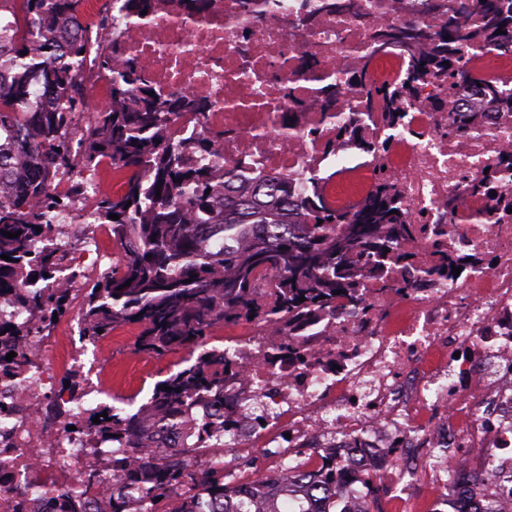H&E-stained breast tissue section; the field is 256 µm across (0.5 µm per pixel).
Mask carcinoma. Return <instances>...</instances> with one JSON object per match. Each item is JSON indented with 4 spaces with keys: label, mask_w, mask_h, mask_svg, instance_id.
I'll return each instance as SVG.
<instances>
[{
    "label": "carcinoma",
    "mask_w": 512,
    "mask_h": 512,
    "mask_svg": "<svg viewBox=\"0 0 512 512\" xmlns=\"http://www.w3.org/2000/svg\"><path fill=\"white\" fill-rule=\"evenodd\" d=\"M22 2L32 26L17 27L16 41L0 47V299L29 318L0 321V332L12 337L10 348H0V368L19 365L20 356L8 361L6 355L18 352L28 337L50 332L53 317L71 312V289L54 284L62 251L53 238L74 200L52 192L57 178L111 159L123 173L122 189L99 198L95 220L109 228L123 255L118 266L83 289L81 336L94 342L135 323L140 328L135 352L157 358L187 352L184 366L157 381L136 412L112 406L108 417L85 423L88 431L116 442L112 453L133 456L151 447V415L218 400L233 365L224 349L211 344L214 328L242 321L284 327L297 312L332 307L334 292L352 288L346 277L351 253L361 248L385 254L407 234L408 219L385 185L353 215L311 199L290 213L284 181L236 188L231 176L217 185L204 162L216 153L214 142L199 138L187 147L169 134V123L180 112L195 110L192 98L150 96L136 62L112 66V44L98 55L112 106L96 112L95 122L81 132L79 150L72 149L62 131L75 113L91 108L83 77L87 46L76 32L60 30L82 24V0ZM461 13L476 17L477 24L449 15L432 55L415 63L410 78L440 70L448 73L450 88L464 91L476 78L462 65L455 44L491 40L512 47V7L502 0H468ZM35 67L53 93L50 106L28 80ZM407 90L406 85L376 89L390 104L394 123L402 120L399 103ZM112 214L119 219H110ZM381 224L390 226V239L376 235ZM3 230L22 234L8 238ZM202 447V439L187 434L177 447L161 452L162 466L144 464L139 512H168L160 504L185 483L217 500L232 497L224 472L197 462ZM264 482L258 505L247 499L219 512H304L301 495L308 490L302 479L285 472Z\"/></svg>",
    "instance_id": "carcinoma-1"
}]
</instances>
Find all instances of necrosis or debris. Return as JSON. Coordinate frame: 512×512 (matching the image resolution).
<instances>
[{"instance_id":"1","label":"necrosis or debris","mask_w":512,"mask_h":512,"mask_svg":"<svg viewBox=\"0 0 512 512\" xmlns=\"http://www.w3.org/2000/svg\"><path fill=\"white\" fill-rule=\"evenodd\" d=\"M125 2L83 0L85 39L118 32L115 65L136 59L155 92L201 103L170 131L215 140L216 172L279 176L291 196L343 213L385 184L411 222L398 261L358 264L355 299L282 330L226 327L223 413L170 411L158 446L188 422L220 421L210 462L241 497L255 477L232 461L258 448L267 470L336 491L343 512H372L380 491L431 512H512V171L493 191L480 186L485 169L512 168V111L469 112L438 70L413 84L399 125L370 96L406 79L461 0H150L140 23ZM462 60L486 85L512 86V53L495 43ZM56 189L94 223L99 168ZM74 333L63 325L51 361L30 338V365L0 373V512H127L140 497L136 467L122 477L111 448L87 454L86 433L58 413L99 393L58 381L85 368Z\"/></svg>"}]
</instances>
